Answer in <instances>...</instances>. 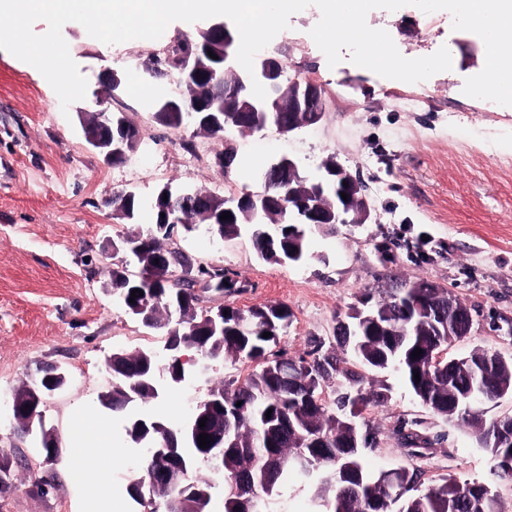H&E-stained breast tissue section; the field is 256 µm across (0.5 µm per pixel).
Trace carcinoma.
Returning <instances> with one entry per match:
<instances>
[{"instance_id":"cac0c4a2","label":"carcinoma","mask_w":512,"mask_h":512,"mask_svg":"<svg viewBox=\"0 0 512 512\" xmlns=\"http://www.w3.org/2000/svg\"><path fill=\"white\" fill-rule=\"evenodd\" d=\"M211 76L202 74L199 83V102L202 111L218 113L221 126L214 129V137L220 141L229 131L243 132L249 127L248 113L242 111V98L219 87L218 101L224 103V110L213 105L209 88ZM161 187L153 196L143 199L134 192L117 190L112 196L115 214L130 224H135L143 213L150 217L146 230L135 234L140 245L137 262L148 274V279L140 281L130 274L125 262V241L121 236L112 241V290L118 293L125 309L137 314V309L150 310L154 305L168 306L179 312L184 322L176 329L170 328L164 320L156 316L147 325L149 330L166 332V344L178 351L192 350L197 356L216 354L220 357L249 356L260 357V369L245 379L222 380L210 387L202 401H211L223 413L209 423L205 430L210 432L217 427L224 428L223 447L194 448L185 452L181 448L180 432L166 425L162 432L170 435L174 454L170 459H159L152 455L145 458V473L156 467L167 470L171 487L162 492L161 499L169 501V506L153 512H195L196 504L188 497L184 486L195 484L199 490L209 489V482L193 477L196 463L203 461L206 454L220 453L219 461L224 469V512H242L244 505L234 494L233 474L238 470L249 471V483L253 492L249 512H269L268 499L290 483L305 481L315 486L309 512H385L382 502V489L379 476L369 472L361 454L349 459L347 467L341 471L336 466V448L314 447L310 438L319 432L325 436L336 433V426L343 418V411L356 405L382 403L388 399V389L382 388L369 393L363 392L364 376L342 365L340 359L331 354L321 355L319 349L311 351L313 358L298 359L288 357L279 350L270 348L280 343L292 324L293 313L284 304L259 305L247 310L226 307L224 315V339L216 343L210 336V317L216 312L200 306L201 298L196 293L198 282L192 278L176 283L166 278V268L155 265L154 259L163 256L167 268L195 266L197 276L209 279L207 287L216 292L232 294L238 291L234 272L224 266L220 272L212 274L192 264L188 256L179 249H168L169 234L160 228L161 213L170 208L171 202L163 201ZM285 198L273 201V206L283 218L280 233L274 238L264 235V225L256 223L249 195H243L238 205L231 210L232 218L220 219L225 212L224 201H205L210 211V223L205 228L218 239L234 241L240 239L242 225H253L250 244L256 256L266 262L281 263L288 256V249L297 245L304 257H309L308 238L296 241L291 230L292 210L288 206V191ZM312 228L317 233L331 235L336 232V215L321 214L314 219ZM134 289L143 290V295L131 296ZM418 302L424 310L422 319L410 320L396 303L391 291L379 295L376 303L385 308L392 320V330L382 329L374 324L363 325L358 344L351 348L357 362L365 369L383 371L398 368L405 382L417 400L425 396H438L443 406L432 407L430 411L450 422L465 425L485 441V429L495 426L497 418L479 419L468 414L448 412V395L458 386L467 382L464 374L448 372L447 363L432 365L424 361V356L439 341L448 337V297L439 294L435 288H420L416 291ZM135 298L130 302L129 298ZM271 333L264 338L262 334ZM420 348L422 355L414 358L412 351ZM311 361L307 376L323 384L332 376L343 378V384L336 390L333 405L325 401L315 404L306 396V389L288 391L284 377L296 373L304 362ZM480 369L484 378L482 392L485 401L490 402L512 393V360L501 359L485 352L474 351L460 357ZM160 362L148 351L112 353V389L100 396L101 405L114 413L126 411L129 404L145 402L156 398L152 376ZM419 373L420 379L414 378ZM271 417H266L267 410ZM401 443L411 448H425L427 438L417 432H402L397 429ZM397 478L402 484L403 493L395 506L396 512H509L504 501L489 502L496 496L495 491L483 482L460 484L448 480L425 491L418 488L416 470L402 468Z\"/></svg>"}]
</instances>
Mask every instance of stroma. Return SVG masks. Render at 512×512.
<instances>
[{"label":"stroma","mask_w":512,"mask_h":512,"mask_svg":"<svg viewBox=\"0 0 512 512\" xmlns=\"http://www.w3.org/2000/svg\"><path fill=\"white\" fill-rule=\"evenodd\" d=\"M320 17L313 5L293 14L288 29L260 55L280 61L282 79L308 78L324 89L321 122L291 135L230 132L241 166L229 178L210 157L219 141L155 122L158 101L172 94L174 78L149 81L144 93L125 98V115L138 126L141 145L127 163L112 166L86 146L77 114L63 115L42 74L0 49V446L15 440L14 392L31 384L42 366L69 371L67 387L50 398L45 412L46 427L55 428L61 440L55 486L42 493L34 472L13 463L0 512H106L114 496L124 498L126 512H149L127 497L128 468L141 451L128 442L123 416L99 402L110 387L106 359L113 351L159 352L165 343L111 292L110 240L147 225L143 219L135 225L115 219L117 190L131 188L148 198L171 184L232 197L259 190L257 174L273 159L291 158L309 173L335 155L364 179L370 219L337 225L329 236L311 234L310 256L298 265L262 261L244 239L222 244L202 229L179 235L178 246L190 258L237 274L240 292L205 294V306L285 304L294 318L280 346L290 357L318 343L336 354V323L366 289L424 279L449 289L472 312V332L451 354L481 347L512 355V338L499 329L512 319V112L462 92L466 78L482 69V39L454 30L445 11L433 29L425 28L423 12L413 6L370 11L368 25L386 30L404 57L449 50L451 70L406 83L347 60L328 67L310 35ZM62 35L88 82L86 108L94 107L103 90L104 70L140 76L141 61L164 41L91 42L74 22L63 26ZM189 139L196 153L184 150ZM89 256L96 260L91 269L84 264ZM381 386L389 390L388 401L367 405L358 419L376 438L375 447L363 452L370 471L416 468L426 487L451 478L489 482L512 505V482L496 478L495 461L474 432L423 407L400 372L373 374L365 384L369 390ZM203 393L192 382L135 410L178 428ZM78 419L104 433L105 451L91 452L70 437ZM414 420L434 440L418 457L396 435L401 422ZM78 462L111 476L106 493L90 495L74 475Z\"/></svg>","instance_id":"1"}]
</instances>
